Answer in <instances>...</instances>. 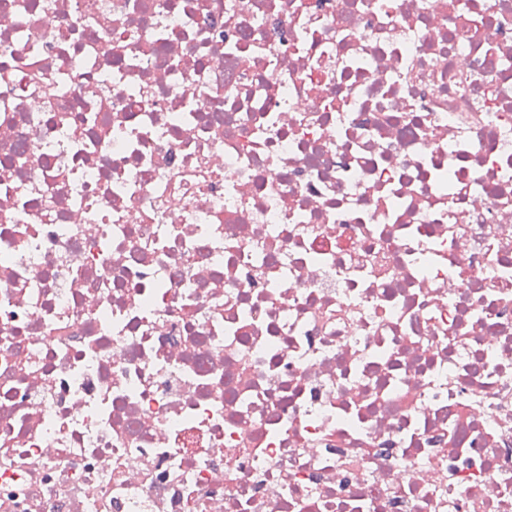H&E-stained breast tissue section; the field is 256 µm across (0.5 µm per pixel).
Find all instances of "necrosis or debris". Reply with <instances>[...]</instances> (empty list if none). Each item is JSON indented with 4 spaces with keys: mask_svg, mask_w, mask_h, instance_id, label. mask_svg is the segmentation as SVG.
<instances>
[{
    "mask_svg": "<svg viewBox=\"0 0 512 512\" xmlns=\"http://www.w3.org/2000/svg\"><path fill=\"white\" fill-rule=\"evenodd\" d=\"M467 2L0 0L11 512H512V0Z\"/></svg>",
    "mask_w": 512,
    "mask_h": 512,
    "instance_id": "necrosis-or-debris-1",
    "label": "necrosis or debris"
}]
</instances>
